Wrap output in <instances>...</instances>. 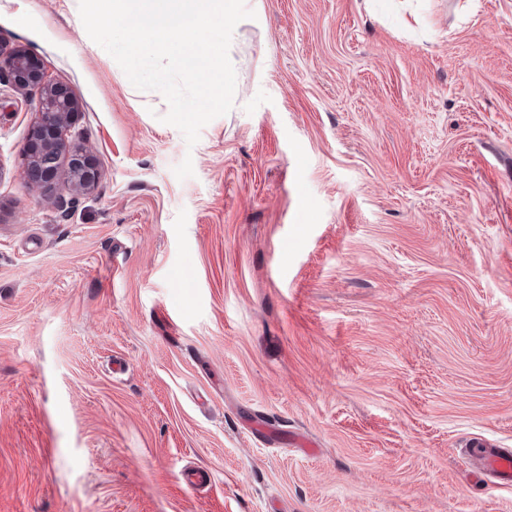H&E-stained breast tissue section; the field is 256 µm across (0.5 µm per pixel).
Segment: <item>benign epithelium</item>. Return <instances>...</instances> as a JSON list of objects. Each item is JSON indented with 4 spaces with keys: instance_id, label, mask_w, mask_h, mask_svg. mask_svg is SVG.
Segmentation results:
<instances>
[{
    "instance_id": "obj_1",
    "label": "benign epithelium",
    "mask_w": 512,
    "mask_h": 512,
    "mask_svg": "<svg viewBox=\"0 0 512 512\" xmlns=\"http://www.w3.org/2000/svg\"><path fill=\"white\" fill-rule=\"evenodd\" d=\"M2 81L39 91L38 116L26 148L28 172L46 180L57 178L62 157L68 154L73 160L84 155L79 146L65 139L67 123L79 105L78 99L70 89L47 81L37 60L21 49L9 52L0 49ZM95 182L96 176L89 166L78 168L73 163L68 165L66 186L72 194L88 191Z\"/></svg>"
}]
</instances>
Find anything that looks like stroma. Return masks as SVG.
Masks as SVG:
<instances>
[{"mask_svg": "<svg viewBox=\"0 0 512 512\" xmlns=\"http://www.w3.org/2000/svg\"><path fill=\"white\" fill-rule=\"evenodd\" d=\"M250 8L190 146L78 0H0L97 172L33 183L0 85V512H512V0ZM96 182V176L89 165L78 168L70 163L66 172V188L73 195L83 194L91 189ZM480 471L491 474L504 481H512V452L500 449H486L477 454Z\"/></svg>", "mask_w": 512, "mask_h": 512, "instance_id": "stroma-1", "label": "stroma"}]
</instances>
